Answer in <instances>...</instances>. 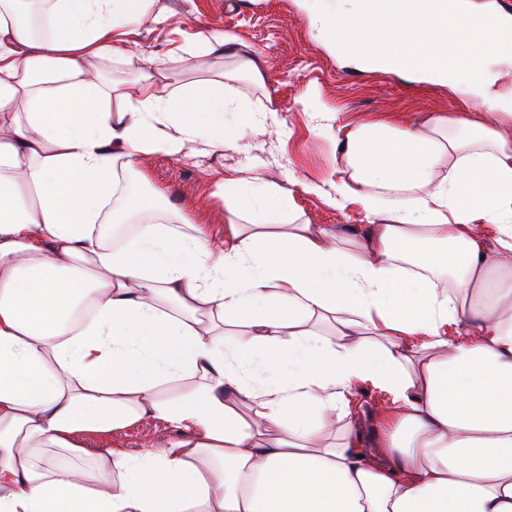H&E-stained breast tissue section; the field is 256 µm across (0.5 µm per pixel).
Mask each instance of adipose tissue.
Wrapping results in <instances>:
<instances>
[{"instance_id":"adipose-tissue-1","label":"adipose tissue","mask_w":512,"mask_h":512,"mask_svg":"<svg viewBox=\"0 0 512 512\" xmlns=\"http://www.w3.org/2000/svg\"><path fill=\"white\" fill-rule=\"evenodd\" d=\"M35 36L0 0V512H512V16L438 0H344L309 24L367 67L469 77L484 112L342 124L334 201L366 223L301 221L285 184L225 178L224 240L151 210L118 168L188 143L236 148L257 113L230 81L265 79L236 37L201 35L232 70L163 97L153 70L104 79L151 0H38ZM119 108H111V98ZM234 107L236 127L224 123ZM198 385L161 395L181 374ZM385 395L364 431L355 383ZM181 434L103 474L42 457L146 416ZM340 419L338 438L328 429Z\"/></svg>"}]
</instances>
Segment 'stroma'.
<instances>
[{"instance_id":"1","label":"stroma","mask_w":512,"mask_h":512,"mask_svg":"<svg viewBox=\"0 0 512 512\" xmlns=\"http://www.w3.org/2000/svg\"><path fill=\"white\" fill-rule=\"evenodd\" d=\"M337 5L338 0H154L151 19L131 28L130 53L103 62L106 76L129 81L153 61L164 70L156 79L159 94L189 87L223 73L229 63L211 54L195 66L179 62V55L195 46L200 33L224 32L248 44L268 65L264 84L246 76L233 81L234 97L249 99L270 115L234 150L202 154L193 145L178 160L160 152L142 154L134 177L143 194L157 207L179 211L184 223L220 237L225 206L216 195L217 185L229 168L247 164L278 182L291 171L299 180L318 185L315 193L294 192L302 219L359 224L357 209L332 202L336 174L346 171L347 164L322 111L336 113L342 123L372 119L402 125L431 112H460L464 105L459 90L447 83L340 60L308 20L310 10ZM178 437L168 421L147 417L105 436H78L82 451L75 462L89 469L103 448L139 454Z\"/></svg>"}]
</instances>
